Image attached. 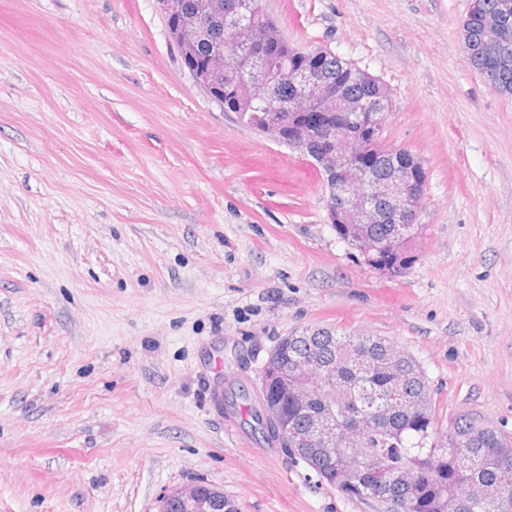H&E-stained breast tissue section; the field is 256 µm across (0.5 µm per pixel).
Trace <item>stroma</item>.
I'll return each mask as SVG.
<instances>
[{"label":"stroma","instance_id":"stroma-1","mask_svg":"<svg viewBox=\"0 0 512 512\" xmlns=\"http://www.w3.org/2000/svg\"><path fill=\"white\" fill-rule=\"evenodd\" d=\"M471 3L262 0L390 92L427 179L388 275L312 159L195 85L155 0H0V512H158L201 481L237 512H378L258 452L246 406L306 327L386 338L441 422L512 437V97L467 61Z\"/></svg>","mask_w":512,"mask_h":512}]
</instances>
